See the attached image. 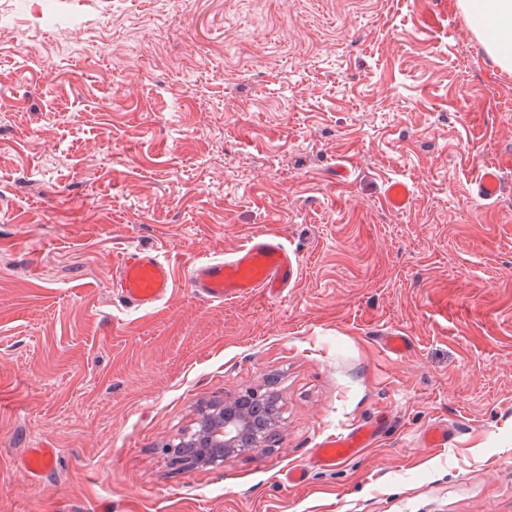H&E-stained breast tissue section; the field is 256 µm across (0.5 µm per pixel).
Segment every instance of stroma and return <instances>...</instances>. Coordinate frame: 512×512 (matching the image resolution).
Listing matches in <instances>:
<instances>
[{"label": "stroma", "mask_w": 512, "mask_h": 512, "mask_svg": "<svg viewBox=\"0 0 512 512\" xmlns=\"http://www.w3.org/2000/svg\"><path fill=\"white\" fill-rule=\"evenodd\" d=\"M455 2L0 0V512H512V72ZM259 229L286 298L112 297L123 249L180 270ZM249 391L282 406L267 446L173 463ZM475 186L479 198L485 201L494 200L500 191V177L497 167L485 166L479 169ZM412 193L403 181H391L386 189V203L396 211H402L410 204ZM382 423L378 420L371 423L352 424L336 434L322 439L317 448L313 449L312 463L331 469L336 465L359 455L376 441Z\"/></svg>", "instance_id": "35a3bbf8"}]
</instances>
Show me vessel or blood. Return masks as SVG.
<instances>
[{
  "instance_id": "vessel-or-blood-1",
  "label": "vessel or blood",
  "mask_w": 512,
  "mask_h": 512,
  "mask_svg": "<svg viewBox=\"0 0 512 512\" xmlns=\"http://www.w3.org/2000/svg\"><path fill=\"white\" fill-rule=\"evenodd\" d=\"M479 198L494 200L500 191L497 167L479 169L475 180ZM412 193L405 182H390L386 203L396 211L407 208ZM299 264L295 254L278 235L258 231L249 236L231 257L209 259L189 266L185 277L194 292L213 304L243 298L263 290L283 296L295 283ZM173 265L157 251L135 248L126 251L112 281V295L131 308H151L172 291ZM380 422L357 423L322 439L312 453L315 465L331 469L359 455L376 441Z\"/></svg>"
}]
</instances>
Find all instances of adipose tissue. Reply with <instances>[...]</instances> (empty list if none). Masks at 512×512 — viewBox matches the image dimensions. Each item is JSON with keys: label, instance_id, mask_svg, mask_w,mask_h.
<instances>
[{"label": "adipose tissue", "instance_id": "obj_1", "mask_svg": "<svg viewBox=\"0 0 512 512\" xmlns=\"http://www.w3.org/2000/svg\"><path fill=\"white\" fill-rule=\"evenodd\" d=\"M487 54L512 72V0H456Z\"/></svg>", "mask_w": 512, "mask_h": 512}]
</instances>
